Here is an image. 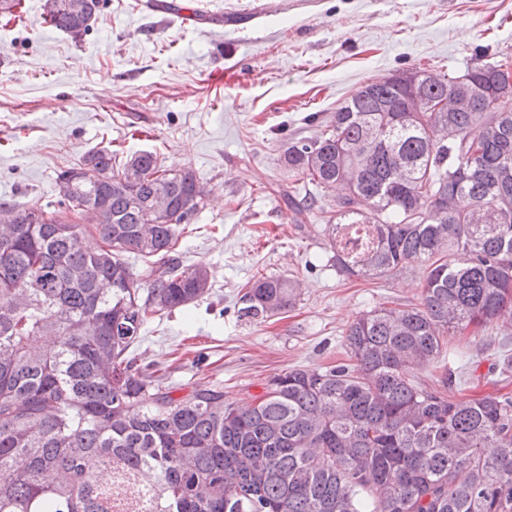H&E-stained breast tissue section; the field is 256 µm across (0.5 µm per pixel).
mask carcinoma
Here are the masks:
<instances>
[{
    "mask_svg": "<svg viewBox=\"0 0 512 512\" xmlns=\"http://www.w3.org/2000/svg\"><path fill=\"white\" fill-rule=\"evenodd\" d=\"M104 4L45 10L81 38ZM507 65L371 81L288 144V176L345 190L325 227L337 275L425 277L419 303L349 324L343 362L277 373L245 407L220 388L175 397L132 356L155 316L209 291L200 265L125 259L176 245L207 194L192 170L97 149L61 171V204L104 210L97 250L84 225L0 202V512H512V398L453 400L411 375L512 315ZM295 291L260 277L238 317L261 323Z\"/></svg>",
    "mask_w": 512,
    "mask_h": 512,
    "instance_id": "cac0c4a2",
    "label": "carcinoma"
}]
</instances>
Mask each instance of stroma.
<instances>
[{
	"label": "stroma",
	"mask_w": 512,
	"mask_h": 512,
	"mask_svg": "<svg viewBox=\"0 0 512 512\" xmlns=\"http://www.w3.org/2000/svg\"><path fill=\"white\" fill-rule=\"evenodd\" d=\"M44 0L0 18V201L59 220V171L88 151L156 154L210 195L170 253L207 266L208 294L156 317L132 349L179 394L220 387L246 404L292 368L335 365L343 334L376 308L418 303L424 271L338 277L323 228L337 191L293 181L289 142L323 131L370 81L408 69L464 74L512 57V0H185L189 20L108 0L82 39L46 23ZM309 206L295 223L292 203ZM297 279L293 305L237 316L253 277ZM467 362L415 372L458 400L512 397V317L469 326Z\"/></svg>",
	"instance_id": "1"
}]
</instances>
